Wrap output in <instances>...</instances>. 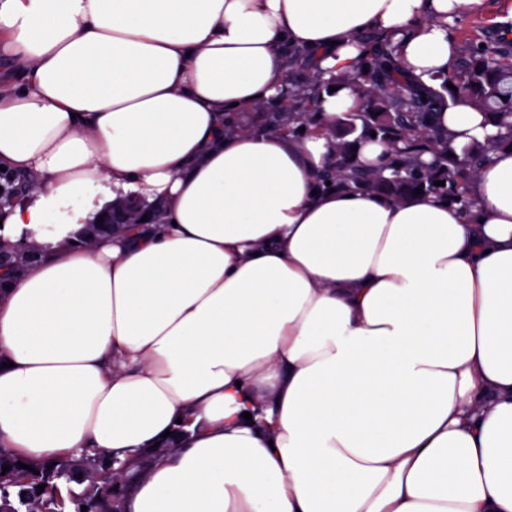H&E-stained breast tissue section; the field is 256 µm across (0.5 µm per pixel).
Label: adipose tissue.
I'll use <instances>...</instances> for the list:
<instances>
[{"label": "adipose tissue", "instance_id": "adipose-tissue-1", "mask_svg": "<svg viewBox=\"0 0 512 512\" xmlns=\"http://www.w3.org/2000/svg\"><path fill=\"white\" fill-rule=\"evenodd\" d=\"M484 0H0V447L39 463L178 445L124 512H512V147L461 209L329 191L328 131L239 130L289 49L324 78L360 35L452 72ZM454 145L496 135L468 107ZM158 221L92 238L106 204Z\"/></svg>", "mask_w": 512, "mask_h": 512}]
</instances>
